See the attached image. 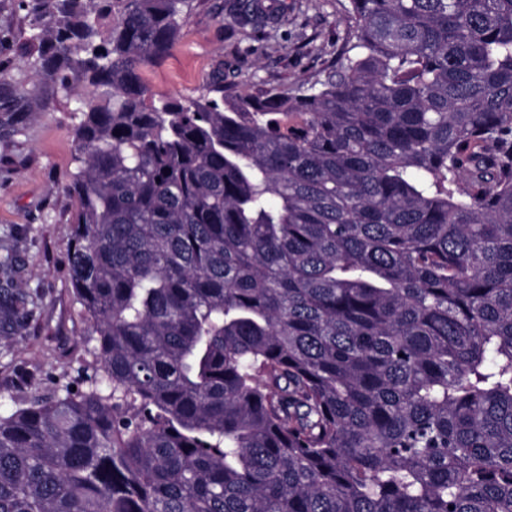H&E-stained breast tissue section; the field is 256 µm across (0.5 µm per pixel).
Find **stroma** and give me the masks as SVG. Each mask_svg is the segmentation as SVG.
Instances as JSON below:
<instances>
[{"mask_svg":"<svg viewBox=\"0 0 512 512\" xmlns=\"http://www.w3.org/2000/svg\"><path fill=\"white\" fill-rule=\"evenodd\" d=\"M234 0H189L180 37L161 61L142 67L152 99L199 97L215 69L235 90L311 84L332 75L353 39L348 0H265L280 17L282 36L239 39ZM29 33L21 0H0V80L29 89L39 72L19 43ZM74 102L33 113L25 134L0 138V234L12 233L23 266L20 282L37 297L35 320L0 335V410L75 377L89 325L79 316L69 272L72 217L69 185L76 170Z\"/></svg>","mask_w":512,"mask_h":512,"instance_id":"35a3bbf8","label":"stroma"}]
</instances>
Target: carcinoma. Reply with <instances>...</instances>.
<instances>
[{
	"label": "carcinoma",
	"mask_w": 512,
	"mask_h": 512,
	"mask_svg": "<svg viewBox=\"0 0 512 512\" xmlns=\"http://www.w3.org/2000/svg\"><path fill=\"white\" fill-rule=\"evenodd\" d=\"M186 3L26 4L92 331L0 414V512H512V0H349L326 80L149 106ZM41 107L1 80L0 136Z\"/></svg>",
	"instance_id": "obj_1"
}]
</instances>
